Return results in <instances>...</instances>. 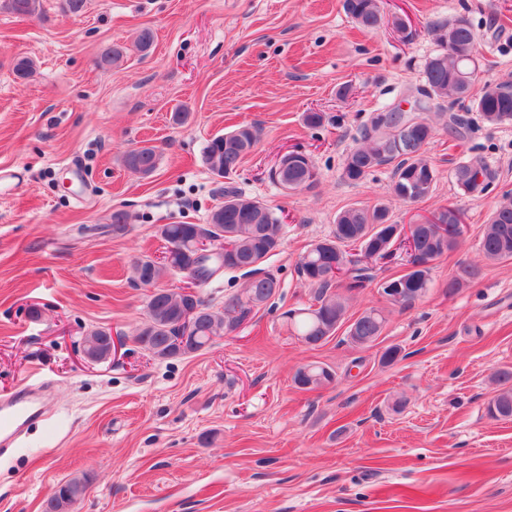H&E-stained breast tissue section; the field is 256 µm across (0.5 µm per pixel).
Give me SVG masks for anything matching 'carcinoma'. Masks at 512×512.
<instances>
[{
	"instance_id": "obj_1",
	"label": "carcinoma",
	"mask_w": 512,
	"mask_h": 512,
	"mask_svg": "<svg viewBox=\"0 0 512 512\" xmlns=\"http://www.w3.org/2000/svg\"><path fill=\"white\" fill-rule=\"evenodd\" d=\"M346 13L360 26L372 30L383 21L379 0H344ZM0 10L16 17H32L41 11L40 0H0ZM436 38L441 51L425 66V86L420 93L428 98L448 101L449 107L462 105L470 99L473 85L464 74L481 66L477 36L469 19L458 15L436 25ZM472 100V99H470ZM472 108L490 126L512 122V84L487 86L472 100ZM429 118L411 112H379L361 130V142L351 148L343 163L342 177L351 183L365 180L377 168L393 165L391 195L404 203H417L434 190L436 172L425 157V146L432 137ZM260 130L255 126H238L214 137L204 148L203 157L209 170L218 177L235 173L259 141ZM126 168L148 177L159 161L155 146L145 145L123 155ZM317 177L315 167L301 156L282 170H270V179L288 191L311 186ZM457 184L466 191L483 192L491 179L485 162L472 159L457 165ZM222 201L209 213L206 224H162L157 233L169 245L170 260L157 263L140 259L133 269L136 280L145 287L156 288L162 276L184 272L195 261L196 244L207 239L225 244L231 250L224 259L213 258L215 268L197 280L203 284L222 270L243 272L245 288L224 300L215 309L201 299L184 293V289H158L146 304L147 322L137 329L134 340L145 351L159 359L177 358L202 350L215 336L235 332L254 309L266 305L279 294L280 282L264 265L282 244L283 225L265 203L242 195L231 183L221 192ZM462 223L461 211L450 205L440 210L434 219L418 228L413 238L409 263H425L427 267L382 280L378 289L396 288L388 294V304L409 307L413 299L425 294L431 284V262L458 246L447 242L441 234L442 225ZM389 208L380 204L372 209L349 207L336 216L332 235L311 245L297 262V273L316 289L315 304L293 308L282 313L291 335L309 346H319L332 337L345 321V301L338 293L343 288L353 291L363 286L371 276L369 260H384L394 254L399 236ZM176 246L177 250L170 249ZM484 258L489 261L512 259V197H505L494 209L480 243ZM350 259L343 279L332 274L339 259ZM480 269L473 263L463 264L448 279V296L478 278ZM387 318L383 310L366 309L346 330L347 340L357 347H370L382 335ZM110 332L106 328L91 330L85 337L92 356L103 359ZM491 380L498 393L489 402L490 416L512 419V369L493 372ZM335 381V372L328 366L310 363L299 366L293 383L302 390H315ZM86 488V482L72 479L57 486L44 504V512H57L61 502L73 503V492Z\"/></svg>"
}]
</instances>
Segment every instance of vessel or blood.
I'll use <instances>...</instances> for the list:
<instances>
[{
	"mask_svg": "<svg viewBox=\"0 0 512 512\" xmlns=\"http://www.w3.org/2000/svg\"><path fill=\"white\" fill-rule=\"evenodd\" d=\"M52 396L53 383L44 375L28 377L0 394V450H11L31 422H47L45 404Z\"/></svg>",
	"mask_w": 512,
	"mask_h": 512,
	"instance_id": "b4317fda",
	"label": "vessel or blood"
}]
</instances>
